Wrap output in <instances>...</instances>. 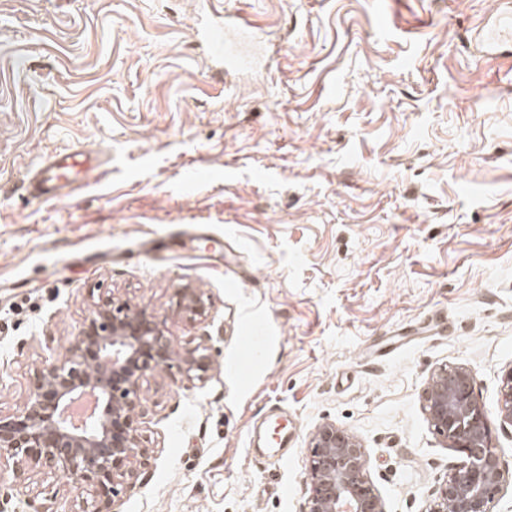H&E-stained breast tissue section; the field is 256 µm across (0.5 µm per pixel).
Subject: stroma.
<instances>
[{"mask_svg":"<svg viewBox=\"0 0 512 512\" xmlns=\"http://www.w3.org/2000/svg\"><path fill=\"white\" fill-rule=\"evenodd\" d=\"M222 2L263 30L229 72L210 0H0V414L109 291L210 360L205 382H144L149 465L115 512H304L324 422L362 440L386 512H428L464 461L426 421L431 372L467 366L493 411L512 367V72L473 55L497 0ZM72 145L108 173L32 199ZM187 284L206 319L176 312ZM256 318L277 341L246 389ZM274 406L283 464L248 449ZM92 494L0 469V512Z\"/></svg>","mask_w":512,"mask_h":512,"instance_id":"35a3bbf8","label":"stroma"}]
</instances>
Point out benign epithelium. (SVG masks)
Wrapping results in <instances>:
<instances>
[{
    "label": "benign epithelium",
    "mask_w": 512,
    "mask_h": 512,
    "mask_svg": "<svg viewBox=\"0 0 512 512\" xmlns=\"http://www.w3.org/2000/svg\"><path fill=\"white\" fill-rule=\"evenodd\" d=\"M176 311L207 316L203 294L190 286L174 291ZM177 367L189 382L203 381L208 356L201 347L177 350L156 317L101 295L78 334L62 352L34 371L23 408L0 416V463L22 479L47 465L91 484L90 512H112L121 488L134 483L133 464L147 465L138 418L143 382ZM423 409L448 447L466 457L435 492L429 512H491L490 505L512 474L493 442L490 412L475 393L472 371L441 365L429 377ZM501 424L512 427V367L504 374L498 402ZM305 512H385L369 477L361 440L334 423L312 433Z\"/></svg>",
    "instance_id": "obj_1"
}]
</instances>
